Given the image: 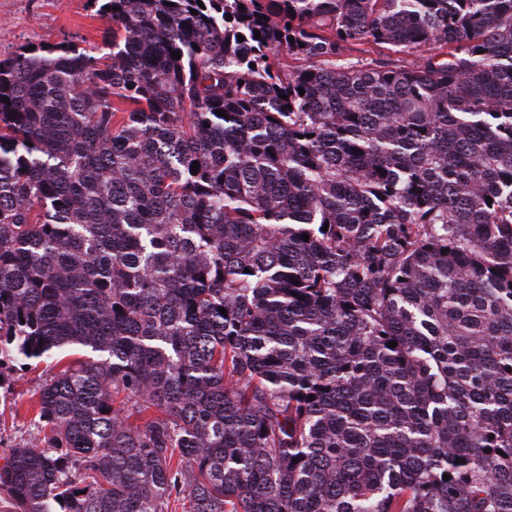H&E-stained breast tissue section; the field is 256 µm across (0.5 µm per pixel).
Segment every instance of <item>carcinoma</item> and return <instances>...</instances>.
I'll return each mask as SVG.
<instances>
[{"label":"carcinoma","instance_id":"carcinoma-1","mask_svg":"<svg viewBox=\"0 0 512 512\" xmlns=\"http://www.w3.org/2000/svg\"><path fill=\"white\" fill-rule=\"evenodd\" d=\"M93 3L0 59V391L95 353L15 512H512V0ZM347 54L349 59L355 62L360 61L361 64H369L374 60L383 59L396 66H411L420 60L419 53H393L387 49L379 50L373 44L351 46V50Z\"/></svg>","mask_w":512,"mask_h":512}]
</instances>
